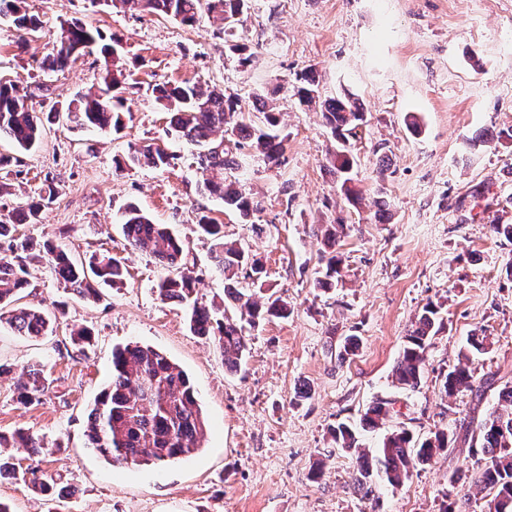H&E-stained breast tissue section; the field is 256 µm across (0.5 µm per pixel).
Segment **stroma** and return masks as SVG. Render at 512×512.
I'll return each instance as SVG.
<instances>
[{
	"label": "stroma",
	"mask_w": 512,
	"mask_h": 512,
	"mask_svg": "<svg viewBox=\"0 0 512 512\" xmlns=\"http://www.w3.org/2000/svg\"><path fill=\"white\" fill-rule=\"evenodd\" d=\"M26 8L43 27L22 52L12 20H0V75L20 79L40 112L99 91V54L62 72L40 67L61 23L80 20L120 41L123 125L100 131L56 123L32 151L0 142V156L10 159L0 169V183L10 186L0 215L52 182L56 198L22 233L63 244L79 259L95 252L122 258L128 276L121 288L100 285L98 301L87 302L66 294L49 263L33 267L24 301L54 316V331L35 340L0 329L7 369L0 433L25 429L44 449H5L15 474L0 481V501L12 512H443L452 502L485 512L488 496L473 484L480 454L471 443L455 441L452 453L399 488L376 481L367 500L351 484L356 455L336 448L330 431L341 422L359 426L379 399L394 402L415 437L455 431L482 420L499 388L512 385V244L490 231L512 224V140L501 136L512 128V0H249L243 36L255 59L245 68L226 48L223 25L205 16L186 26L101 0H26ZM309 69L321 99L350 95L363 105L350 139L358 206L327 166L336 141L320 108L293 92L296 75ZM181 82L238 97L257 121L255 94L276 106L280 163L250 150L227 173L260 203L249 219L200 193L195 147L170 134L167 113L151 97L153 86ZM411 113L415 131L406 122ZM147 146L173 154L171 166L117 167ZM131 204L184 242L202 303L222 299L225 281L211 268L200 217L261 258L265 287L291 313L248 330L238 370H227L218 346L191 330L180 303L158 297L163 266L131 251L123 235ZM336 222L347 226L337 247L342 276L319 294V227ZM429 303L439 306L442 328L419 386L402 389L392 370ZM75 324L91 330L90 345L71 343ZM472 335L490 344L473 364L475 379L494 377L496 387L444 396L443 376ZM347 336L358 337L359 347L342 359ZM130 342L163 351L191 377L207 420L194 456L120 468L86 449L87 412L111 379L112 349ZM33 362L44 366L47 391L24 406L16 382ZM302 387L308 397H298ZM36 477L64 486L66 497L36 491Z\"/></svg>",
	"instance_id": "1"
}]
</instances>
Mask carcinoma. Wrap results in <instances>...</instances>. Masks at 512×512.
<instances>
[{"label": "carcinoma", "instance_id": "obj_1", "mask_svg": "<svg viewBox=\"0 0 512 512\" xmlns=\"http://www.w3.org/2000/svg\"><path fill=\"white\" fill-rule=\"evenodd\" d=\"M130 12H146L193 25L202 11L214 14L224 24V33L232 36L241 23L247 0H110ZM11 17L18 30L17 45L26 48L42 29L41 19L24 9V0H0V18ZM98 49L103 62V83L118 89L125 81L122 62L108 64L115 47L106 42L103 33L79 20L61 24V34L42 61V67L54 72L65 71L79 56ZM297 95L303 103L314 99L318 84L310 70L296 76ZM152 94L160 108L169 115L171 134L203 147L198 163L203 171L201 191L216 196L224 205L246 219L258 209V203L240 182L227 180L224 171L239 166L237 156L244 149L259 151L270 163L279 161L283 138L274 107L263 102L261 112L265 123L258 126L250 115L239 108L237 98L205 88L200 84H159ZM121 98H105L99 94H76L63 109L52 108L50 117L65 118L82 128L118 129ZM325 126L336 138L330 169L340 184L348 203L355 206L359 196L348 186L354 158L348 146V136L363 120L357 99L351 96L324 102ZM231 132L233 147L216 140L218 133ZM44 132L43 113L27 105V95L21 93L19 80L0 77V140L8 139L23 150L38 145ZM172 155L160 148L135 150L118 167L148 166L155 169L171 165ZM57 195L49 184L45 194L14 210L6 220H0V327L31 338L47 335L50 318L41 309L19 303V293L30 287L33 261L46 257L55 275L63 281L65 291L85 299H99L95 283L102 281L119 287L124 284L126 268L109 254H93L82 261L66 247L46 241L42 244L19 232L23 224L39 221L42 208ZM200 232L212 242L216 268L224 279L241 276L259 281L263 265L243 248L224 243L223 225L205 217L198 223ZM344 225L328 224L324 230V245L329 249L324 276L315 279L314 287L321 292L330 290L340 274L341 258L336 255L337 233ZM123 232L129 246L154 257L168 269L160 279L157 292L162 300H174L191 308L190 323L194 332L208 336L224 354V366L236 370L247 350L246 327H256L268 317L286 318L288 302L271 290L267 293L242 291L233 286L224 289L238 311V316L214 318L215 310L194 298L198 277L180 265L181 242L164 224L154 223L139 208L130 205L125 210ZM439 309L428 304L412 323L394 375L399 385L414 388L420 381L428 359L432 339L441 329ZM490 344L477 336L467 341L458 363L444 375L445 396H453L474 386L472 356L488 350ZM46 378L41 364L27 366L17 383L18 400L23 405L41 401ZM498 401L508 409L496 408L478 424L476 442L485 455V464L477 473L475 484L493 491L487 512H512V387L498 393ZM389 400L374 402L361 418L362 426L374 430L393 417ZM206 431V421L195 396L189 376L164 353L139 343H129L112 350V380L96 397L89 412L86 448L112 462L114 466L128 464H163L173 459L187 458L199 451ZM336 445L343 449L360 447L357 432L346 423L332 428ZM455 433L439 429L420 441L403 425L387 433L380 448L382 476L392 487L401 486L412 473L431 463L440 453L450 450ZM15 444L28 448L32 454L43 449L40 440L18 431L10 437L0 435V453ZM359 465L352 483L368 498L373 495V469L364 452H359Z\"/></svg>", "mask_w": 512, "mask_h": 512}]
</instances>
